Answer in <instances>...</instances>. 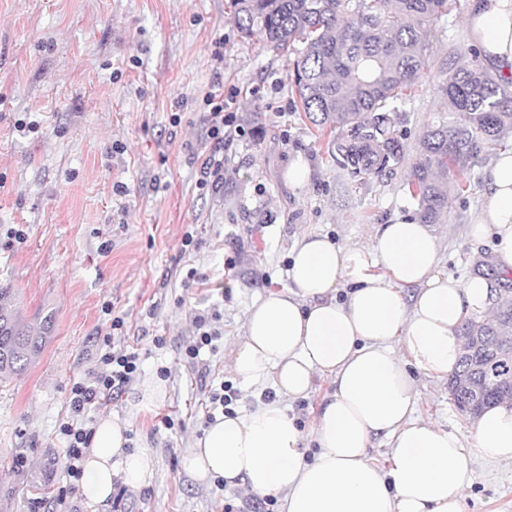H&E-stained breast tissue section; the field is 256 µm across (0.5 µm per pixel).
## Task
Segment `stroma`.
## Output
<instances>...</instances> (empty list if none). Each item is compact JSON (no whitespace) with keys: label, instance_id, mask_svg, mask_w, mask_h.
Listing matches in <instances>:
<instances>
[{"label":"stroma","instance_id":"1","mask_svg":"<svg viewBox=\"0 0 512 512\" xmlns=\"http://www.w3.org/2000/svg\"><path fill=\"white\" fill-rule=\"evenodd\" d=\"M472 4L456 0L428 38L427 66L396 123L401 161L360 182L296 111L288 56L260 37L244 40L231 0H0V288L16 289L26 323L54 317L39 358L0 378V512H31L37 497L40 512H56L57 424L71 380L95 366L106 302L127 314L143 364L122 398L91 417L125 422L133 446L151 449L154 464L144 487L93 512H221L227 500L244 507L252 497L245 486L220 488L182 466L203 416L201 382L182 355L193 317L217 314L224 330L207 356L206 382H232L235 410L253 409L270 382L246 384L231 370L250 306L288 285L291 251L304 234L366 247L382 225L413 216L405 183L424 131L447 109L439 83L472 59ZM218 84L234 97L246 132L224 145L219 190L202 193L195 182L211 144L201 96ZM22 120L38 122L40 133L22 136L15 129ZM116 143L122 151H113ZM298 159L310 175L296 187L288 167ZM488 163L480 157L470 188L451 196L432 231L442 270L461 280L484 272L493 288H512V272L497 271L490 242L468 235ZM14 224L25 230L23 242L5 237ZM191 225L198 244L184 254ZM191 268L200 280L186 288ZM157 336L163 348H155ZM160 365L169 378L157 376ZM332 388L318 377L306 397L286 400L303 430ZM416 389L420 418L470 435L475 422L456 409L447 380L421 375ZM170 411L181 414L182 431L160 428ZM20 454L22 469L13 465ZM473 471L465 512H512V464L478 453Z\"/></svg>","mask_w":512,"mask_h":512}]
</instances>
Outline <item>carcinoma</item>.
I'll return each mask as SVG.
<instances>
[{
	"instance_id": "obj_1",
	"label": "carcinoma",
	"mask_w": 512,
	"mask_h": 512,
	"mask_svg": "<svg viewBox=\"0 0 512 512\" xmlns=\"http://www.w3.org/2000/svg\"><path fill=\"white\" fill-rule=\"evenodd\" d=\"M455 0H233L243 37L261 35L271 50L295 55L297 108L354 178L378 176L398 162L403 145L394 114L427 64L426 37ZM448 113L429 127L407 180L416 220L438 224L450 193L471 186L479 157L504 147L512 132V78L478 60L448 71L441 85ZM0 288V376L22 373L50 339L53 319L33 329ZM463 351L448 393L477 418L512 400V295L497 299L490 320L461 324Z\"/></svg>"
}]
</instances>
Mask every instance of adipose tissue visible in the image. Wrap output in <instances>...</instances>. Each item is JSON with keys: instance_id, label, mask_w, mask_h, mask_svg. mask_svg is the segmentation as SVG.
<instances>
[{"instance_id": "1", "label": "adipose tissue", "mask_w": 512, "mask_h": 512, "mask_svg": "<svg viewBox=\"0 0 512 512\" xmlns=\"http://www.w3.org/2000/svg\"><path fill=\"white\" fill-rule=\"evenodd\" d=\"M468 34L487 65L512 76V0H476ZM485 180L470 234L491 240L498 269L510 273L512 151L492 160ZM291 259L289 286L253 304L232 363L242 382L271 381L277 400L216 418L184 456V469L201 481L220 477L283 495L285 512H464L474 453L512 463V400L486 409L465 437L416 417L413 374L443 379L455 370L459 327L487 310L490 283L441 271L431 229L409 218L382 225L367 248L304 235ZM345 281L351 289L340 302ZM406 286L416 289L412 299ZM318 376L333 390L306 435L281 400L307 396ZM126 432L118 420H99L82 461L89 505L106 503L115 481L145 484L153 457L127 450ZM308 437L318 446L312 455ZM376 437L392 447L384 470L368 459Z\"/></svg>"}]
</instances>
